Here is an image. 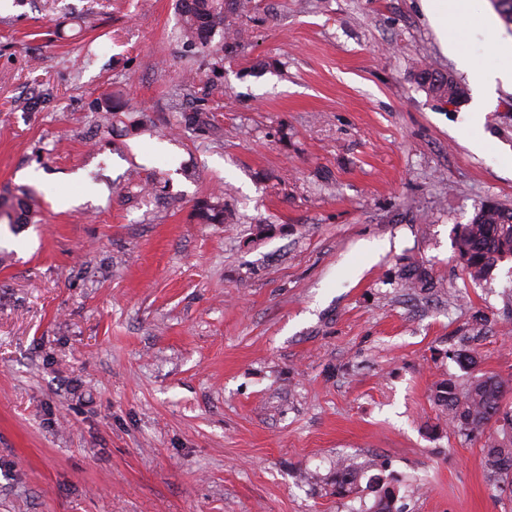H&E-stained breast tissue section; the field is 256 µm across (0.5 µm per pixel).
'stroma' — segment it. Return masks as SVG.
I'll return each mask as SVG.
<instances>
[{"mask_svg":"<svg viewBox=\"0 0 512 512\" xmlns=\"http://www.w3.org/2000/svg\"><path fill=\"white\" fill-rule=\"evenodd\" d=\"M232 23L222 59L186 51L174 0H0V203H38L0 221V512H367L344 457L384 462L399 512H512L433 401L512 379V258L476 282L455 253L512 208V85L478 150L472 95L417 82L467 81L421 0ZM208 196L230 223L198 222ZM421 87L434 97L456 101L465 95V89L451 76L423 68L417 74ZM368 466L358 465L354 462L344 460L337 464L336 468V490L338 493L352 492L358 483V480Z\"/></svg>","mask_w":512,"mask_h":512,"instance_id":"1","label":"stroma"}]
</instances>
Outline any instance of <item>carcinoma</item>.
Returning <instances> with one entry per match:
<instances>
[{
	"label": "carcinoma",
	"instance_id": "1",
	"mask_svg": "<svg viewBox=\"0 0 512 512\" xmlns=\"http://www.w3.org/2000/svg\"><path fill=\"white\" fill-rule=\"evenodd\" d=\"M179 28L183 44L200 53L211 51L213 35L226 19L242 10L239 0H177ZM421 87L434 97L456 101L465 89L452 77L429 68L417 74ZM197 219L203 224H222L227 218L224 205L210 197L195 204ZM10 224H26L31 220V204L19 201L15 210L0 212V219ZM457 256L463 269L473 279L485 278L497 263L512 257V209L495 203L477 208L473 218L461 226L456 241ZM512 398V381L499 375L483 373L472 377L468 387L460 389L448 378L436 385L435 403L448 412L454 430L467 437L482 438L491 428L492 435L483 447L493 471L512 476V411L507 401ZM365 467L346 460L337 464L336 490L349 493L356 488ZM394 492L382 488L367 512H394Z\"/></svg>",
	"mask_w": 512,
	"mask_h": 512
}]
</instances>
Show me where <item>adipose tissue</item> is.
<instances>
[{
	"instance_id": "adipose-tissue-1",
	"label": "adipose tissue",
	"mask_w": 512,
	"mask_h": 512,
	"mask_svg": "<svg viewBox=\"0 0 512 512\" xmlns=\"http://www.w3.org/2000/svg\"><path fill=\"white\" fill-rule=\"evenodd\" d=\"M425 7L431 25L442 40L459 46L463 35L456 28L458 21H465L473 32L492 35V18L478 9L475 0H425ZM459 64L466 72L470 84L478 90L489 91L497 83L512 84V52L501 55L494 62H485L480 56L466 52L459 58Z\"/></svg>"
}]
</instances>
